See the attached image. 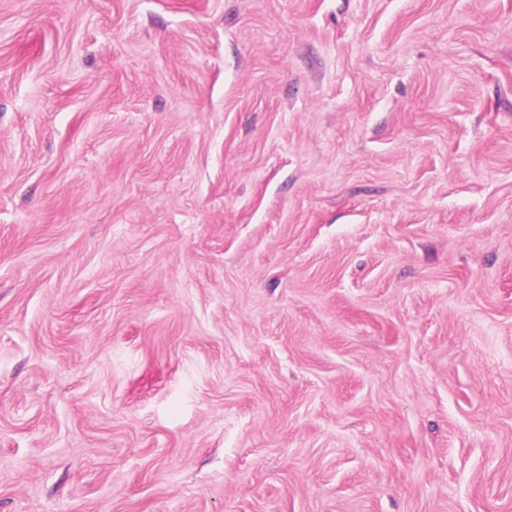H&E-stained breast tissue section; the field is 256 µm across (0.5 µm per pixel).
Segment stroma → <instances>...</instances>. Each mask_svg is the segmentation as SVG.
<instances>
[{
	"label": "stroma",
	"instance_id": "stroma-1",
	"mask_svg": "<svg viewBox=\"0 0 512 512\" xmlns=\"http://www.w3.org/2000/svg\"><path fill=\"white\" fill-rule=\"evenodd\" d=\"M0 512H512V0H0Z\"/></svg>",
	"mask_w": 512,
	"mask_h": 512
}]
</instances>
